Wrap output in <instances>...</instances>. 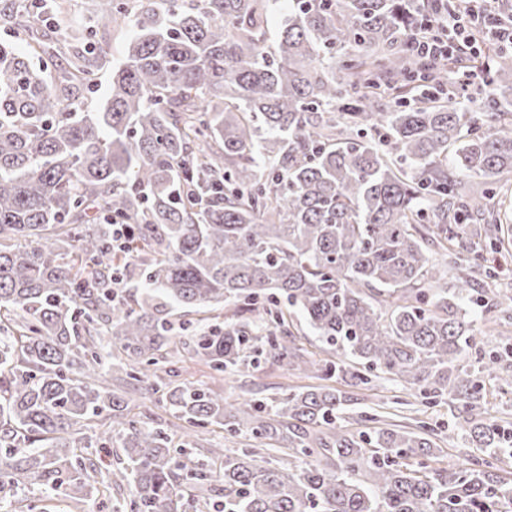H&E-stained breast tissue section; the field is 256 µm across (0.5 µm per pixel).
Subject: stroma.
<instances>
[{"label": "stroma", "mask_w": 512, "mask_h": 512, "mask_svg": "<svg viewBox=\"0 0 512 512\" xmlns=\"http://www.w3.org/2000/svg\"><path fill=\"white\" fill-rule=\"evenodd\" d=\"M96 9L97 0H55L54 10L44 15L38 25L48 33L56 47L63 50L68 45L73 27L87 25ZM132 31L133 23L129 20L114 27L97 28L100 84L94 94L88 95L89 104H97L105 96L112 69L121 62ZM472 286L475 301L469 304L468 310L474 330L482 337V344L479 356L466 357L463 364L474 380L482 384L489 416L512 432V343H505L489 329L482 299L495 292L491 279L478 276ZM189 380L220 393L230 402L249 397L270 401L287 390L310 383L302 372L271 359L221 374L198 365L192 369ZM335 386L351 398L343 413L350 430L364 429L365 418L369 415L376 416L383 423L402 425L409 424L415 417L428 422L436 431L440 449L438 467H457L466 458L479 453L478 448L456 427L448 400L425 404L419 394L383 377L373 378L370 383L360 386L350 385L347 379L339 378Z\"/></svg>", "instance_id": "obj_1"}]
</instances>
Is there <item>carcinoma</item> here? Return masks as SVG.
Returning <instances> with one entry per match:
<instances>
[{"instance_id": "1", "label": "carcinoma", "mask_w": 512, "mask_h": 512, "mask_svg": "<svg viewBox=\"0 0 512 512\" xmlns=\"http://www.w3.org/2000/svg\"><path fill=\"white\" fill-rule=\"evenodd\" d=\"M271 0H153L140 8L104 102L85 60L55 83L0 44V502L29 512L25 489L76 507L112 469L82 455L84 430L119 448L128 512H512V481L486 457L432 466L423 421L357 434L330 385L272 403H228L182 379L183 354L216 372L269 356L362 384L388 375L452 403L487 457H512L460 361L479 351L465 306L433 284L431 246L481 249L453 226L483 225L512 256V61L486 45L477 68L497 93L425 98L449 72L469 85L477 56L413 52L430 0H289L269 40ZM100 20L127 16L99 0ZM126 238L115 242L112 225ZM137 276L129 299L120 285ZM234 306L221 325L224 307ZM304 314L343 359L304 357L285 311ZM208 330L172 335L171 311ZM255 316L238 319L239 311ZM512 325V295L488 305ZM179 421V447L133 402ZM211 426L254 446L184 457ZM279 459L264 461V453Z\"/></svg>"}]
</instances>
